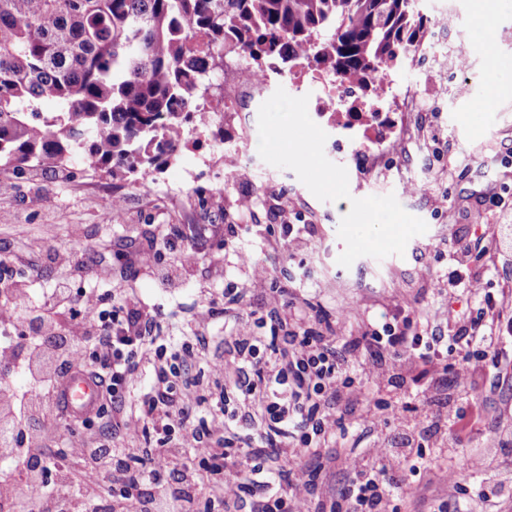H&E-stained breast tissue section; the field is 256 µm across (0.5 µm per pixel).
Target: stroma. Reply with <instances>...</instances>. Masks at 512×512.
<instances>
[{
  "label": "stroma",
  "mask_w": 512,
  "mask_h": 512,
  "mask_svg": "<svg viewBox=\"0 0 512 512\" xmlns=\"http://www.w3.org/2000/svg\"><path fill=\"white\" fill-rule=\"evenodd\" d=\"M429 30L440 40L423 47L404 74L425 111L405 113L404 137L389 152L347 167L350 198L394 194L411 215L424 220L426 233L413 237L403 255L378 260L356 259L351 267L337 262L344 249L338 227L350 210V199L318 200L288 169L265 163L257 152L259 133L250 129V153L226 156L218 166L195 164L189 182L180 179V164L154 175L148 188H136L75 164L71 176L43 166L22 176L0 173V257L11 259L9 277L28 296L65 284L71 297L95 287L96 271L108 267L107 291L132 292L154 310L162 336L196 330L207 343L193 362L191 389L207 397L219 395L223 379L208 368L213 357L234 351L237 323L258 308L255 283L238 268L236 256L248 251L267 271L263 285L284 288L289 299L307 311L310 327L327 320L337 344L381 328L387 308L404 300L428 312L455 309L478 317L485 297H493L503 318H512V264L497 256L502 227L512 225V95L497 97L487 111L477 101L490 91L492 62L505 63L512 79V11L477 14L475 0H427ZM222 192L221 205L211 195ZM123 195L120 216L102 221V200ZM251 195V210L238 206ZM193 224L199 261L173 281L163 280L137 261L141 251L155 250L157 263L172 264L176 249L174 225ZM235 225L225 233V225ZM305 224L309 227L300 251L271 248L267 225ZM469 246L465 263L484 283L482 293L432 288L421 277L423 268L446 275L453 251ZM237 289L240 300L226 304L224 291ZM213 304L212 318L199 321L200 305ZM472 360L483 367L471 380L452 378L428 390L411 382L365 385L363 403L384 404L375 432L361 433L353 421L359 406H339L349 425L308 467H321V481L308 498L309 512H319L326 496L349 482L347 459H367L375 446L394 444L399 435L423 429L430 442L426 466L413 472L408 461L391 459L392 476L405 486L394 500L396 512H512V497L491 502L481 490L503 479L512 480V447L501 440L512 433V379H502L480 346L470 348ZM466 422L440 420L445 411ZM464 487L454 492L451 474ZM197 512H246L217 476L198 484Z\"/></svg>",
  "instance_id": "stroma-1"
}]
</instances>
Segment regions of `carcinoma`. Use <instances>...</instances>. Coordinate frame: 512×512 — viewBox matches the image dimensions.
<instances>
[{
  "instance_id": "cac0c4a2",
  "label": "carcinoma",
  "mask_w": 512,
  "mask_h": 512,
  "mask_svg": "<svg viewBox=\"0 0 512 512\" xmlns=\"http://www.w3.org/2000/svg\"><path fill=\"white\" fill-rule=\"evenodd\" d=\"M419 0H0V166L81 160L140 187L204 123L230 46L349 82L417 46ZM54 104L46 110V102Z\"/></svg>"
}]
</instances>
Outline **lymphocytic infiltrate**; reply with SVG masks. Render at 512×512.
I'll list each match as a JSON object with an SVG mask.
<instances>
[{"instance_id": "lymphocytic-infiltrate-1", "label": "lymphocytic infiltrate", "mask_w": 512, "mask_h": 512, "mask_svg": "<svg viewBox=\"0 0 512 512\" xmlns=\"http://www.w3.org/2000/svg\"><path fill=\"white\" fill-rule=\"evenodd\" d=\"M301 318V311L287 302L285 289H266L255 324L238 326L231 358L209 365L212 374L232 377L238 400L220 398L208 405V413L240 423L258 411L267 445L273 448L283 440L291 445L290 467L283 474L265 470L254 451L244 465L227 463L234 439H212L209 430L190 423L191 399L180 379L205 337L195 333L168 345L157 343L155 315L126 295L114 297L106 309L97 292L74 302L61 285L22 305L1 303L0 322L20 321L28 331L0 341V369H22L28 385L6 395L11 416L0 423V445L9 448L10 465L0 471V504L6 512H106L109 506L97 495L72 498L55 490V482H66L70 462L79 458L91 473L109 477L119 493L112 506L116 512H192L204 470L217 474L249 512H305L312 477L302 461L335 436L340 426L336 404L356 394L357 380L376 383L393 372L415 381L448 374L469 379L479 365L466 357L449 362L446 350L474 344L499 362L501 373L512 370L483 321L453 310L439 320L400 304L381 329L351 339L344 354L322 331L301 328ZM257 325L268 327L269 335H255ZM149 351L155 378L142 390L140 362ZM350 356L363 363L359 378L344 366ZM75 369L95 375L112 403L103 424L105 437L95 443L78 432L77 417L66 414L58 394L61 381ZM135 388L140 394L131 413L126 399ZM33 421L40 424V436L56 439L57 447H44L40 436L30 435ZM126 438L144 439L152 449L143 456L129 455L119 446ZM180 454L186 462L179 486L163 488V477ZM348 467L351 486L329 498L322 512H387L390 498L403 491L385 465L353 460Z\"/></svg>"}]
</instances>
